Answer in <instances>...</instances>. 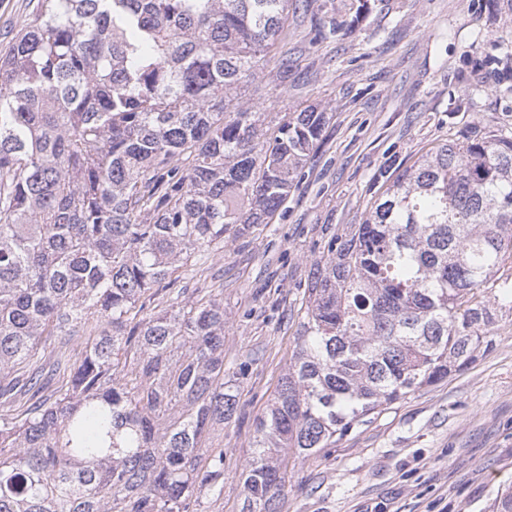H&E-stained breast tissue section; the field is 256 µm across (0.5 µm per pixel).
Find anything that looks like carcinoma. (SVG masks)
<instances>
[{
  "label": "carcinoma",
  "instance_id": "carcinoma-1",
  "mask_svg": "<svg viewBox=\"0 0 512 512\" xmlns=\"http://www.w3.org/2000/svg\"><path fill=\"white\" fill-rule=\"evenodd\" d=\"M299 0H36L0 54V512H200L238 411L224 299L173 275L269 224L328 112L246 89ZM512 269V132L474 129L386 179L307 281L256 419L240 512L288 466L471 365ZM168 307L152 311L158 293ZM87 337L54 399L37 349Z\"/></svg>",
  "mask_w": 512,
  "mask_h": 512
}]
</instances>
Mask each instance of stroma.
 <instances>
[{
    "label": "stroma",
    "mask_w": 512,
    "mask_h": 512,
    "mask_svg": "<svg viewBox=\"0 0 512 512\" xmlns=\"http://www.w3.org/2000/svg\"><path fill=\"white\" fill-rule=\"evenodd\" d=\"M353 0H311L289 15L288 38L247 96L264 112L331 104L319 147L268 225L182 276L187 299L224 298V369L239 407L215 427L224 494L202 512H239L240 473L255 419L286 369L314 261L331 237L415 152L472 128L512 131V0H367L348 34ZM323 27L315 37V27ZM462 100L460 111L448 110ZM491 346L462 372L386 406L335 447L298 461L280 512H488L512 484V308L494 305Z\"/></svg>",
    "instance_id": "stroma-1"
}]
</instances>
